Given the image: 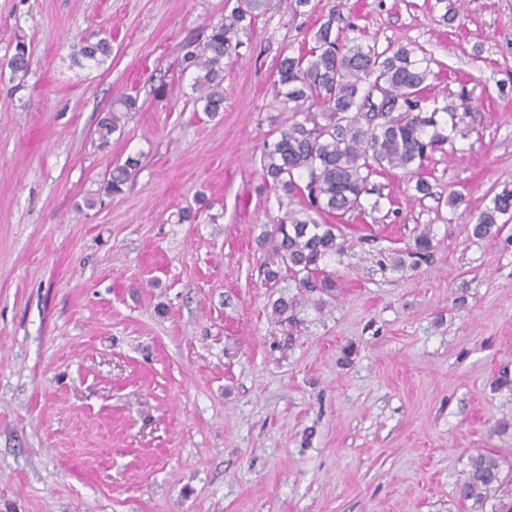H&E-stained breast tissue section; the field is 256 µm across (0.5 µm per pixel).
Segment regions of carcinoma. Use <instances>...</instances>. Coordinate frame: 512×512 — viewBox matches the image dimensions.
Masks as SVG:
<instances>
[{"mask_svg":"<svg viewBox=\"0 0 512 512\" xmlns=\"http://www.w3.org/2000/svg\"><path fill=\"white\" fill-rule=\"evenodd\" d=\"M262 0H245L210 26L205 41L183 58L196 72L192 101L214 117L224 111L225 60L232 57L236 35L245 19H254ZM332 12L314 32L313 45L296 56L283 58L274 81L275 96L291 112V124L271 144L264 145L261 171L265 183L303 199L302 207L287 212L264 231L260 243L268 247L262 265L264 280L275 286L287 273L304 292L332 295L336 281L325 260L341 256L346 241L334 224H321L311 213L343 215L360 204L371 174L399 168L416 178L415 191L434 195V186L421 176L428 152L451 140L439 126L437 112L422 115V103L432 75L424 49L399 46L378 50L376 45L349 37ZM112 54V37L80 44L75 57L104 63ZM30 46L19 39L7 61L12 76H26ZM137 110V98L122 94L113 99L97 123L100 145L109 144L120 119ZM139 159L129 157L109 173L104 190L122 193ZM512 220V188L494 194L477 216L472 236L500 234ZM433 248L430 230L422 229L407 256L423 258ZM501 462L489 452L470 457L469 469L456 487L460 501L471 512H482L486 501L507 481Z\"/></svg>","mask_w":512,"mask_h":512,"instance_id":"1","label":"carcinoma"}]
</instances>
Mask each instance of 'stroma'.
<instances>
[{
  "label": "stroma",
  "instance_id": "obj_1",
  "mask_svg": "<svg viewBox=\"0 0 512 512\" xmlns=\"http://www.w3.org/2000/svg\"><path fill=\"white\" fill-rule=\"evenodd\" d=\"M239 2L0 0V512H469L471 454L512 467V223L471 234L512 186V0H263L212 118L180 60ZM334 9L426 49L427 109L463 120L425 163L434 196L386 170L329 216L336 295L290 330L272 303L296 284L264 285L258 239L298 202L260 157L291 122L278 63ZM95 34L111 57L74 62ZM121 93L137 109L100 147ZM425 226L430 256L393 267ZM31 56L30 46L21 39H18L14 46V51L7 61V67L10 69L13 77L21 74L24 78L29 70ZM139 165V159L128 157L124 164L117 165L109 173L104 190L106 194L118 195L123 191V186L132 178Z\"/></svg>",
  "mask_w": 512,
  "mask_h": 512
}]
</instances>
